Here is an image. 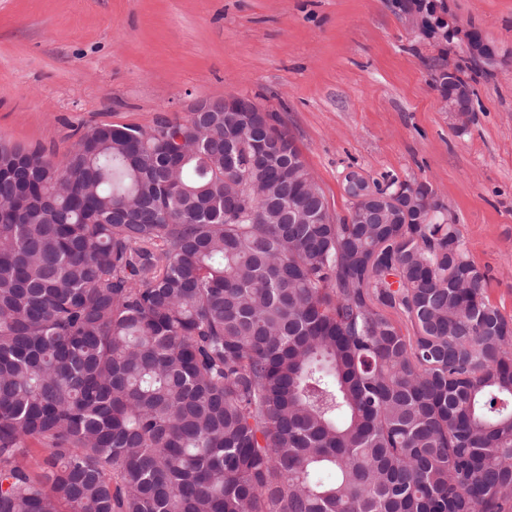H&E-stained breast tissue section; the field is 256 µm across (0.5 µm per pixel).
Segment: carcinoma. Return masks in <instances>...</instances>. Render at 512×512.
<instances>
[{
  "instance_id": "1",
  "label": "carcinoma",
  "mask_w": 512,
  "mask_h": 512,
  "mask_svg": "<svg viewBox=\"0 0 512 512\" xmlns=\"http://www.w3.org/2000/svg\"><path fill=\"white\" fill-rule=\"evenodd\" d=\"M275 122L268 167L237 112L0 145V512H512V318L457 225L288 223Z\"/></svg>"
}]
</instances>
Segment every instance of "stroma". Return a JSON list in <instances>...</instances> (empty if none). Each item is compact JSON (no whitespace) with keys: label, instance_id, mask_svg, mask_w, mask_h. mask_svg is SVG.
I'll use <instances>...</instances> for the list:
<instances>
[{"label":"stroma","instance_id":"35a3bbf8","mask_svg":"<svg viewBox=\"0 0 512 512\" xmlns=\"http://www.w3.org/2000/svg\"><path fill=\"white\" fill-rule=\"evenodd\" d=\"M430 2L497 51L466 73L465 118L435 82L463 64L459 40L425 34L403 0H0V142L58 160L87 127L249 96L337 216L347 170L430 184L512 317V0Z\"/></svg>","mask_w":512,"mask_h":512}]
</instances>
